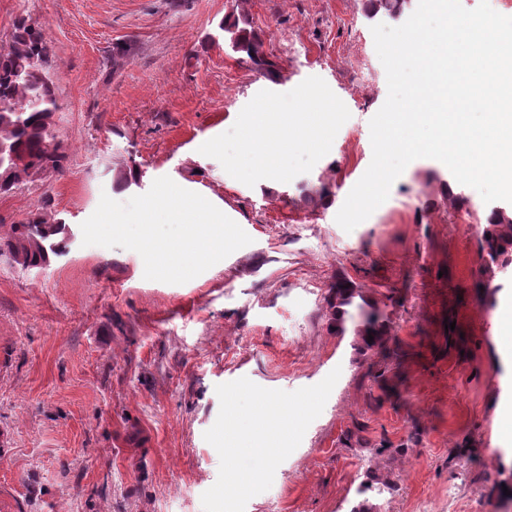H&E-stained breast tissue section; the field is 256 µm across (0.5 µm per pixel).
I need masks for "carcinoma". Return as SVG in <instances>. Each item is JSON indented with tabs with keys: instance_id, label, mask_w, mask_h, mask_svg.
<instances>
[{
	"instance_id": "cac0c4a2",
	"label": "carcinoma",
	"mask_w": 512,
	"mask_h": 512,
	"mask_svg": "<svg viewBox=\"0 0 512 512\" xmlns=\"http://www.w3.org/2000/svg\"><path fill=\"white\" fill-rule=\"evenodd\" d=\"M413 7V0H365V16L382 15L400 21ZM228 47L241 61L276 82L281 77L280 62L263 49V41L247 14L240 12L219 24ZM45 44L41 28L27 18H19L9 40V52L0 58V145L6 148L0 163V194L8 193L63 168L66 154L56 140V120L62 107L54 91L48 68L36 57ZM73 235L67 225L52 216L44 205L31 211L24 221L0 225V258L21 270L39 268L50 256L69 251ZM481 251L490 258L484 270L491 274L512 271V211L490 208L481 239ZM336 308V333H347L351 321L353 341L364 351L382 354L387 349V330L379 310L354 286L336 284L330 294ZM373 341H368V336Z\"/></svg>"
}]
</instances>
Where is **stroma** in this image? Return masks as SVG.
Wrapping results in <instances>:
<instances>
[{
    "mask_svg": "<svg viewBox=\"0 0 512 512\" xmlns=\"http://www.w3.org/2000/svg\"><path fill=\"white\" fill-rule=\"evenodd\" d=\"M238 9L280 60L278 82L205 45ZM22 16L44 32L67 160L0 194V225L46 203L76 231L101 196L124 202L167 176L223 200L252 242L183 284L78 240L38 274L0 262V512H203L220 466L204 439L216 386L294 391L336 368L322 413L245 512H351L373 480L392 486L368 496L381 512H512L495 414L512 363L465 231L488 204L421 158L352 232L335 221L388 94L361 0H0V44ZM305 92L336 104L324 147L296 149L282 179L233 166L239 119L296 111ZM205 136L225 154L197 155ZM135 164L141 185L118 187ZM306 187L329 190L328 205ZM341 280L387 317L399 361L337 335Z\"/></svg>",
    "mask_w": 512,
    "mask_h": 512,
    "instance_id": "obj_1",
    "label": "stroma"
}]
</instances>
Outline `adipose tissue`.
<instances>
[{
	"mask_svg": "<svg viewBox=\"0 0 512 512\" xmlns=\"http://www.w3.org/2000/svg\"><path fill=\"white\" fill-rule=\"evenodd\" d=\"M324 120L336 117V105L326 102ZM324 120L313 119L307 112H278L273 118L248 116L241 119L242 152L250 172L259 178H276L286 172L283 154L289 141L310 145L322 144L325 138Z\"/></svg>",
	"mask_w": 512,
	"mask_h": 512,
	"instance_id": "adipose-tissue-1",
	"label": "adipose tissue"
}]
</instances>
